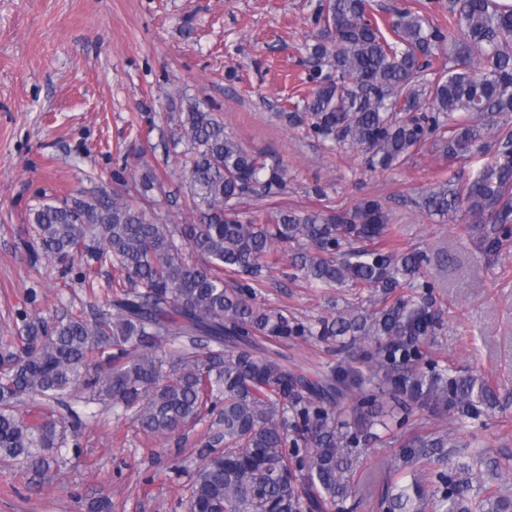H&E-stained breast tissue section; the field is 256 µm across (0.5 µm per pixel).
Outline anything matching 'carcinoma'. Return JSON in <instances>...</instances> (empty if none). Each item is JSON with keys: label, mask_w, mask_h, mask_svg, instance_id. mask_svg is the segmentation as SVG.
Segmentation results:
<instances>
[{"label": "carcinoma", "mask_w": 512, "mask_h": 512, "mask_svg": "<svg viewBox=\"0 0 512 512\" xmlns=\"http://www.w3.org/2000/svg\"><path fill=\"white\" fill-rule=\"evenodd\" d=\"M369 0H320L312 19L316 41L308 46L314 68L310 94L284 117L324 142L341 139L369 155L372 166L390 167L428 137L449 133L446 153L471 152L494 129V117L512 112V7L497 0H448L450 25L467 40L455 65L427 78L433 50L445 33L409 8L384 25L369 14ZM174 144L185 143L182 187L192 204L190 221L159 224L127 199L117 171L114 187H97L60 202H44L30 223L37 237L25 242L36 257L79 263L84 273L107 260L118 277L112 297L92 320L70 317L49 328L19 313L24 327L17 351L0 354V455L34 466L50 465L58 452L62 421L23 420L16 403L66 404L86 391L112 400L147 435L165 437L218 411L211 452L196 471L184 512H303L326 505L346 512L354 492L360 448L382 441L394 417L370 405L376 394L329 410L349 396L336 374L313 376L288 369L255 339L310 336L371 342L383 371L378 388L421 410L452 406L460 419L480 416L495 403L492 389L433 363L422 374L398 364L423 358L421 338L433 326L432 300L402 296V283L427 257L357 242L383 238L387 215L365 200L351 211L258 210L247 221L236 205L247 194L284 193L286 174L247 152L224 129V118L204 101L188 99L176 113ZM501 159L461 187L444 182L422 197L432 215L454 220L461 211L476 224L496 226L483 239L486 254L512 238V131L499 137ZM162 186L145 167L138 192ZM295 242L293 268L317 288H372L373 311L314 323L257 302L268 256ZM200 256L194 261L185 254ZM479 438L463 446L469 461L446 470L408 468L415 458L448 460V432L438 430L404 444L407 480L390 486L382 512H512V498L485 493ZM306 454L298 457L295 449Z\"/></svg>", "instance_id": "1"}]
</instances>
